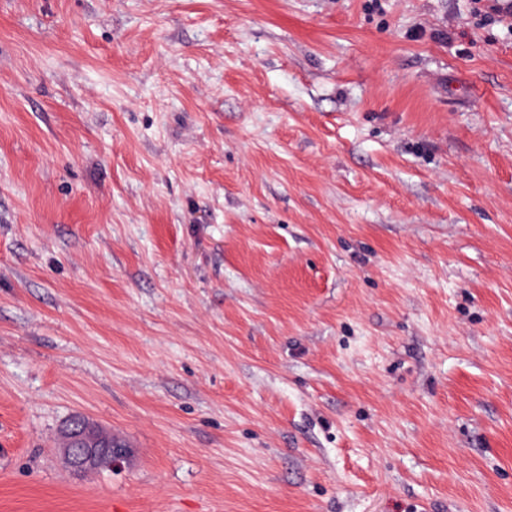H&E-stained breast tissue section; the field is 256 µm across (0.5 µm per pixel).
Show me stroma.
Listing matches in <instances>:
<instances>
[{
	"instance_id": "1",
	"label": "stroma",
	"mask_w": 512,
	"mask_h": 512,
	"mask_svg": "<svg viewBox=\"0 0 512 512\" xmlns=\"http://www.w3.org/2000/svg\"><path fill=\"white\" fill-rule=\"evenodd\" d=\"M494 2L0 0V512H512ZM104 429L82 414L73 415L61 427L58 435V453L65 465L75 473L94 472L108 457L120 460L126 448H110L101 434Z\"/></svg>"
}]
</instances>
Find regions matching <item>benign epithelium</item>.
<instances>
[{
	"label": "benign epithelium",
	"mask_w": 512,
	"mask_h": 512,
	"mask_svg": "<svg viewBox=\"0 0 512 512\" xmlns=\"http://www.w3.org/2000/svg\"><path fill=\"white\" fill-rule=\"evenodd\" d=\"M102 432L104 429L97 422L82 414L65 422L58 435V453L70 470L87 474L98 470L109 457H125L127 450L109 447Z\"/></svg>",
	"instance_id": "7a95c632"
}]
</instances>
